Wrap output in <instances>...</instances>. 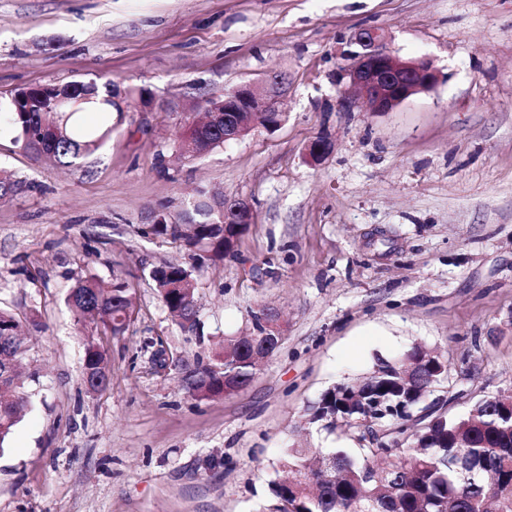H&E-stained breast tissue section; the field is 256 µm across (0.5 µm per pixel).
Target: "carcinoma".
Instances as JSON below:
<instances>
[{"mask_svg": "<svg viewBox=\"0 0 512 512\" xmlns=\"http://www.w3.org/2000/svg\"><path fill=\"white\" fill-rule=\"evenodd\" d=\"M64 96L78 102L74 108L56 109L53 99ZM112 83L53 85L48 92L34 86L14 90L5 119L16 142L35 159L62 167L94 155L110 130L88 132L78 117L85 105L97 101L104 110L119 107ZM224 145V122L202 134L192 123L181 141V151L202 156ZM25 184L0 170V200L17 195ZM199 219L184 228L159 223V232L183 243L193 254L194 266L220 263L236 255L237 241L246 224L224 225L219 213L224 196L209 195L194 203ZM161 300L170 315L187 331L197 325V303L191 270L165 264L151 271ZM68 306L78 321H96L112 335L123 334L134 308L128 281L120 275L110 285L85 279L70 290ZM266 308L251 312L248 337L226 339L206 363L183 377L186 390L196 397H229L225 384L248 386L261 363L253 350L266 343L261 323ZM19 321L0 308V369L15 378L27 365V344L14 338ZM105 351L94 335L85 338L84 370L98 378L90 391L106 389L110 378L102 370ZM448 380V358L434 355L419 343L396 360L377 358L373 371L359 383L338 384L321 396L310 421L338 422L370 429V446L355 457L344 448H291L280 459L286 476L271 482L274 512H512V405L506 393L476 400L457 419L423 412L421 404ZM20 384L0 392V449L4 448L21 417L25 402ZM379 429L374 431L372 426Z\"/></svg>", "mask_w": 512, "mask_h": 512, "instance_id": "carcinoma-1", "label": "carcinoma"}]
</instances>
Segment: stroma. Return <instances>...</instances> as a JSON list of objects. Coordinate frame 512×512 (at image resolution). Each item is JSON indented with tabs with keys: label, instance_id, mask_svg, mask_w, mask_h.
<instances>
[{
	"label": "stroma",
	"instance_id": "obj_1",
	"mask_svg": "<svg viewBox=\"0 0 512 512\" xmlns=\"http://www.w3.org/2000/svg\"><path fill=\"white\" fill-rule=\"evenodd\" d=\"M383 27L442 74L389 112L343 110L354 32ZM288 80L279 127L196 159L181 133L212 96ZM148 89L112 112L94 156L34 161L0 119V168L32 188L0 203V308L29 341V403L0 450V512H261L289 448H359L360 429L308 424L322 394L413 343L448 355L436 408L463 416L512 390V0H0V93L39 84ZM329 137L321 161L311 141ZM248 200L236 257L193 271L197 330L150 276L188 262L157 234L200 192ZM126 278L135 317L104 335L111 383H83L65 303L81 279ZM283 342L251 384L190 395L182 368L252 327ZM181 364L158 371L146 344Z\"/></svg>",
	"mask_w": 512,
	"mask_h": 512
}]
</instances>
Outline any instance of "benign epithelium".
<instances>
[{
	"label": "benign epithelium",
	"mask_w": 512,
	"mask_h": 512,
	"mask_svg": "<svg viewBox=\"0 0 512 512\" xmlns=\"http://www.w3.org/2000/svg\"><path fill=\"white\" fill-rule=\"evenodd\" d=\"M351 44L355 50L347 53L345 76L350 87L358 90L372 112H390L411 97L433 89L440 81V73L430 62L408 59L395 53L387 43L385 31L377 27L358 30ZM285 79L279 74L268 76L260 86L242 84L224 95L222 101H205V110L224 121V142L243 139L254 128L240 121L242 113L255 114L261 126L272 129L282 122L281 98ZM333 149L326 136L314 140L307 149L308 158L319 161ZM224 224H252L254 213L249 203L240 200L224 201Z\"/></svg>",
	"instance_id": "obj_1"
}]
</instances>
